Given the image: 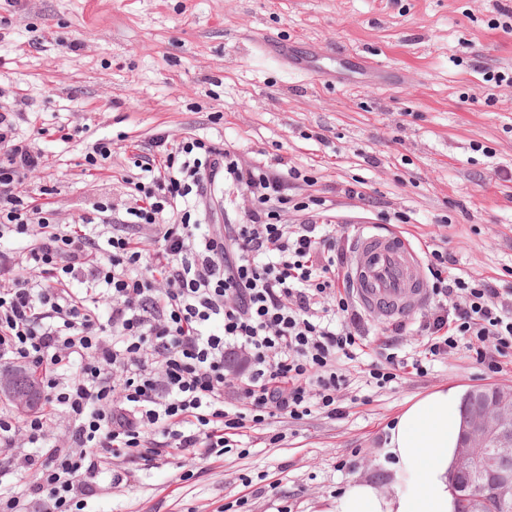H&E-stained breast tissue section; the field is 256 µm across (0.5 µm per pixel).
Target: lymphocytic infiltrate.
<instances>
[{
	"mask_svg": "<svg viewBox=\"0 0 512 512\" xmlns=\"http://www.w3.org/2000/svg\"><path fill=\"white\" fill-rule=\"evenodd\" d=\"M14 110H0V239L26 244L28 266L0 250V359L33 367L52 410L71 428L54 438L45 415L24 421L0 415V447L23 448L22 467L38 470L31 494L0 489V512H29L31 495L50 512H75L88 481L109 472L122 453L150 460L151 437L203 458L223 456L248 424L320 412L344 416L338 394L346 379L337 360L357 359L364 318L337 293L348 256L334 224H284L285 210L305 211L315 197L288 195L287 181L313 186L277 162L246 165L232 150L189 135L171 143L156 134L128 221L155 230L153 251L133 239L93 234L112 221V207L93 205L58 224L48 203L26 189L44 151L20 135ZM231 183L253 199L243 223L212 231L204 199ZM452 257L432 250L434 313L421 326L424 359L390 353L372 365L377 384L405 367L477 341L478 365L499 372L512 356V303L496 283L447 277ZM243 356L248 373L237 402L224 400L227 357ZM118 370L121 387L108 381Z\"/></svg>",
	"mask_w": 512,
	"mask_h": 512,
	"instance_id": "1",
	"label": "lymphocytic infiltrate"
}]
</instances>
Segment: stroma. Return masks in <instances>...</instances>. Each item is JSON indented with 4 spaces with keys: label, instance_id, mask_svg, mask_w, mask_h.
<instances>
[{
    "label": "stroma",
    "instance_id": "1",
    "mask_svg": "<svg viewBox=\"0 0 512 512\" xmlns=\"http://www.w3.org/2000/svg\"><path fill=\"white\" fill-rule=\"evenodd\" d=\"M512 0H0V103L19 102V134L47 161L27 182L47 191L59 224L103 201V236L149 247L153 230L127 221L142 173L136 154L155 133L229 147L244 163L282 158L315 179L290 194L319 196L317 220L351 238L355 225L408 216L401 232L423 249H448L449 275L495 279L512 300V32L496 28ZM72 138L61 141L57 130ZM112 156L84 170L87 146ZM361 181L365 199L344 195ZM422 307L404 335L366 316L365 354L340 360L346 414L273 418L223 457L164 448L153 461H113L83 512H325L348 484L391 487L383 443L395 417L450 385L512 382V359L485 373L467 348L369 376L386 347L417 356Z\"/></svg>",
    "mask_w": 512,
    "mask_h": 512
}]
</instances>
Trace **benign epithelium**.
Wrapping results in <instances>:
<instances>
[{
  "label": "benign epithelium",
  "mask_w": 512,
  "mask_h": 512,
  "mask_svg": "<svg viewBox=\"0 0 512 512\" xmlns=\"http://www.w3.org/2000/svg\"><path fill=\"white\" fill-rule=\"evenodd\" d=\"M0 394L10 396L21 412L41 402L33 386L17 387L16 373L0 372ZM480 396L484 403L462 413V437L450 477L458 489L461 479L476 489L468 498V512H500L512 502V385L486 384L470 389L466 397Z\"/></svg>",
  "instance_id": "1"
}]
</instances>
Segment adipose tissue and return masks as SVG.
I'll return each mask as SVG.
<instances>
[{
	"instance_id": "adipose-tissue-1",
	"label": "adipose tissue",
	"mask_w": 512,
	"mask_h": 512,
	"mask_svg": "<svg viewBox=\"0 0 512 512\" xmlns=\"http://www.w3.org/2000/svg\"><path fill=\"white\" fill-rule=\"evenodd\" d=\"M462 398V390L450 386L405 408L385 444L392 459V494L357 481L336 497L329 512H455L448 472L458 446Z\"/></svg>"
}]
</instances>
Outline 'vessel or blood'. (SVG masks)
<instances>
[{
  "mask_svg": "<svg viewBox=\"0 0 512 512\" xmlns=\"http://www.w3.org/2000/svg\"><path fill=\"white\" fill-rule=\"evenodd\" d=\"M348 276L357 303L382 319L411 318L429 299L423 261L398 232L359 225L350 244Z\"/></svg>",
  "mask_w": 512,
  "mask_h": 512,
  "instance_id": "b4317fda",
  "label": "vessel or blood"
}]
</instances>
